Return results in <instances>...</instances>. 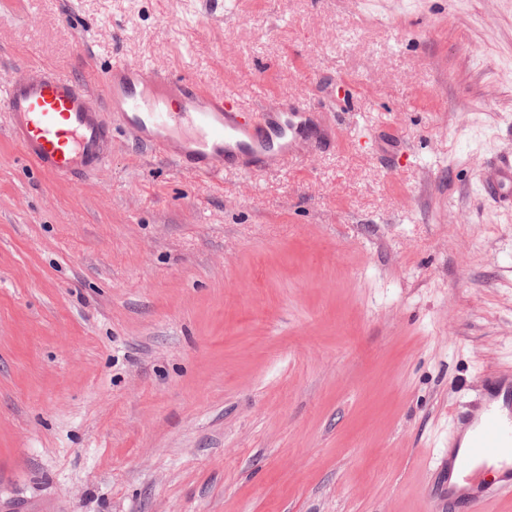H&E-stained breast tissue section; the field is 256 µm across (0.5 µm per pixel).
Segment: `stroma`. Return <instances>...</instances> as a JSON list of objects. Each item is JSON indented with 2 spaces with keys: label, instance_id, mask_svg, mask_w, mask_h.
<instances>
[{
  "label": "stroma",
  "instance_id": "1",
  "mask_svg": "<svg viewBox=\"0 0 512 512\" xmlns=\"http://www.w3.org/2000/svg\"><path fill=\"white\" fill-rule=\"evenodd\" d=\"M175 68L304 119L200 181L0 111V512H468L452 410L512 368V0H0V80ZM489 195L500 202H512V159L503 158L492 168L487 183Z\"/></svg>",
  "mask_w": 512,
  "mask_h": 512
}]
</instances>
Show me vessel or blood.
Instances as JSON below:
<instances>
[{"mask_svg": "<svg viewBox=\"0 0 512 512\" xmlns=\"http://www.w3.org/2000/svg\"><path fill=\"white\" fill-rule=\"evenodd\" d=\"M0 110L24 157L44 175L68 180L104 168L116 121L179 171L212 181L287 159L285 138L293 127L286 108L251 120L224 94L202 90L174 70L123 62L113 64L95 93L57 69H26L0 81ZM487 190L495 200L512 202V159L494 165ZM455 420L449 472L472 483L490 462L512 458V371L487 374L478 397L464 403ZM465 430L464 444L459 434ZM501 497H512V472L495 490L467 495L471 512H486Z\"/></svg>", "mask_w": 512, "mask_h": 512, "instance_id": "b4317fda", "label": "vessel or blood"}]
</instances>
